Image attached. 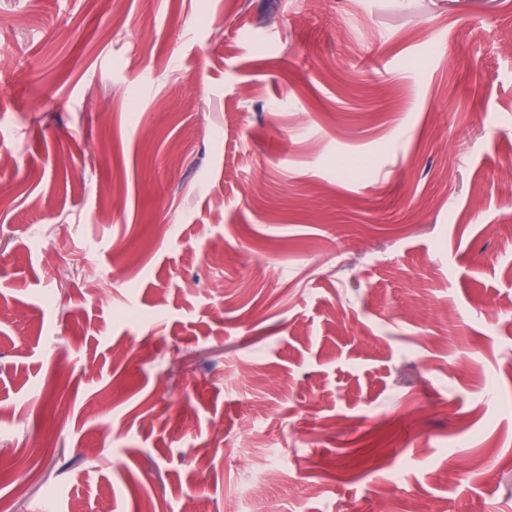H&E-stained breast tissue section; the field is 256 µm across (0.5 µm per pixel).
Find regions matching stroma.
I'll list each match as a JSON object with an SVG mask.
<instances>
[{
	"label": "stroma",
	"instance_id": "obj_1",
	"mask_svg": "<svg viewBox=\"0 0 512 512\" xmlns=\"http://www.w3.org/2000/svg\"><path fill=\"white\" fill-rule=\"evenodd\" d=\"M2 49L0 512H512V0H0Z\"/></svg>",
	"mask_w": 512,
	"mask_h": 512
}]
</instances>
